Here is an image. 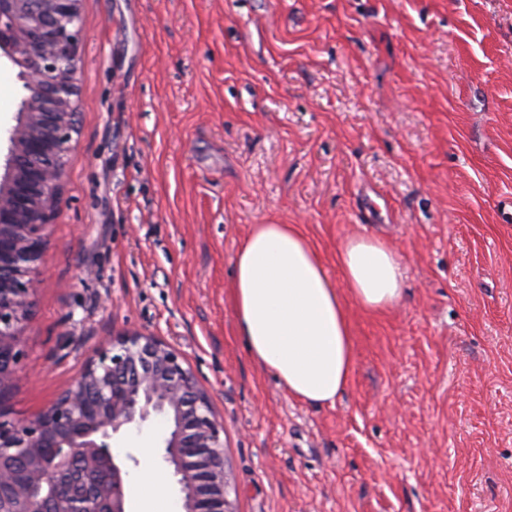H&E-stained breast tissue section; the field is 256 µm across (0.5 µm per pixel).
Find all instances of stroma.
I'll list each match as a JSON object with an SVG mask.
<instances>
[{
    "mask_svg": "<svg viewBox=\"0 0 512 512\" xmlns=\"http://www.w3.org/2000/svg\"><path fill=\"white\" fill-rule=\"evenodd\" d=\"M80 114L10 417L153 333L224 423L234 512H512V0H82ZM254 224L404 294L347 308L335 404L251 359L227 301ZM164 418L115 435L162 465Z\"/></svg>",
    "mask_w": 512,
    "mask_h": 512,
    "instance_id": "stroma-1",
    "label": "stroma"
}]
</instances>
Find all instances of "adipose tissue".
Masks as SVG:
<instances>
[{"label": "adipose tissue", "instance_id": "obj_1", "mask_svg": "<svg viewBox=\"0 0 512 512\" xmlns=\"http://www.w3.org/2000/svg\"><path fill=\"white\" fill-rule=\"evenodd\" d=\"M340 281L301 225L255 224L238 246L228 291L251 358L292 397L335 404L355 366L347 300L368 311L402 298L401 260L385 241L346 239L336 251ZM137 512H166V480L152 463L135 476Z\"/></svg>", "mask_w": 512, "mask_h": 512}]
</instances>
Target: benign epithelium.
Here are the masks:
<instances>
[{
	"instance_id": "1",
	"label": "benign epithelium",
	"mask_w": 512,
	"mask_h": 512,
	"mask_svg": "<svg viewBox=\"0 0 512 512\" xmlns=\"http://www.w3.org/2000/svg\"><path fill=\"white\" fill-rule=\"evenodd\" d=\"M81 0H0V61L24 95L0 173V512H126L127 467L108 440L168 420L163 459L185 512H233L223 423L178 351L150 334L104 344L74 384L29 422L7 418L78 130Z\"/></svg>"
}]
</instances>
